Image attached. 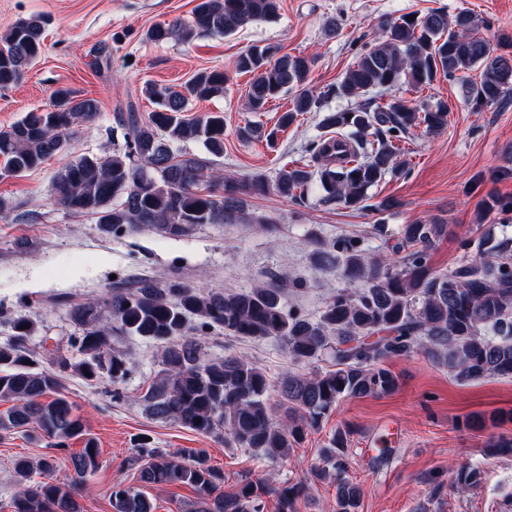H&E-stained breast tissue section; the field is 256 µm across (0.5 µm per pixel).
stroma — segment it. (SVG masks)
<instances>
[{
    "mask_svg": "<svg viewBox=\"0 0 512 512\" xmlns=\"http://www.w3.org/2000/svg\"><path fill=\"white\" fill-rule=\"evenodd\" d=\"M195 4L0 0V31L32 17L40 18L45 29L41 57L20 83L0 91V128L29 110L46 108L60 87L96 98L102 110L101 119L69 136L65 156L53 157L32 172L0 177V196L15 205L14 211L0 216V343L9 338L12 320L23 316L36 326L29 347L37 358L67 350L68 337L79 333L68 317L72 306L104 300L109 290L145 278L180 280L204 290L284 288L289 305L315 317L346 285L339 270L322 269L315 257L338 237H357L368 254L383 255L402 225L440 221L446 232L431 253L430 266L443 274L469 261L464 238L483 230L512 236V211L480 213L488 197L512 202V179L492 178L493 170L512 167V102L474 111L461 85L444 77L415 91L405 85L398 89L409 99L447 105L448 126L436 133L414 129L396 140L406 172L387 176L372 190L376 199L396 200L388 211L324 204L314 186L297 201L275 194L247 198L249 211L271 219L274 229L204 224L190 236L169 238L148 230L106 236L94 217L53 204L52 178L65 160L109 148L117 114L130 108L143 116L152 111V103L141 93L144 83L182 87L197 71H225L223 96L190 102L193 114L224 115V155L213 164L241 180L257 174L272 177L283 167L307 160L310 143L323 133V111L345 109L352 102L326 100L322 112L305 113L278 132L275 144L241 140L240 127L251 123L271 129L291 105L285 95L264 112L246 110L251 76L236 72L233 62L250 46L269 44L283 53L309 57L311 82L323 87L342 78L373 43L384 20L404 14L468 10L481 20L480 32L490 44L512 37V0H281L278 20L250 25L227 38L201 35L160 45L146 41L148 28L189 19ZM330 18L337 23L332 33L325 30ZM113 346L137 359L122 387L123 400L112 399L107 382L74 373L63 378L66 395L99 448V469L88 481L83 512H113L109 496L114 480L138 486V474L127 459L142 437L185 456L204 451L211 465L223 471L225 490L234 489L242 475L259 480L272 474L281 482L305 483L307 493L297 500L295 512H336L335 483L316 472L323 466L322 448L336 429L346 427L354 431L346 476L362 490L358 512H512V456L497 454L489 446L491 437H512V377L462 382L420 353L389 360L399 379L394 393L340 402L282 463L244 448L225 447L223 435L205 436L152 419L142 397L162 368L160 348L136 336L119 337ZM202 351L212 359L247 355L275 383L298 370L279 342L239 339L217 326L204 331ZM493 415L500 417V424L476 429L463 425L465 417ZM381 433L388 434L392 448L384 466L374 462V440ZM54 453L46 438L0 436V512H10L14 459L54 457L53 476L61 479L70 464ZM462 462L481 469L477 487H458L454 467Z\"/></svg>",
    "mask_w": 512,
    "mask_h": 512,
    "instance_id": "1",
    "label": "stroma"
}]
</instances>
